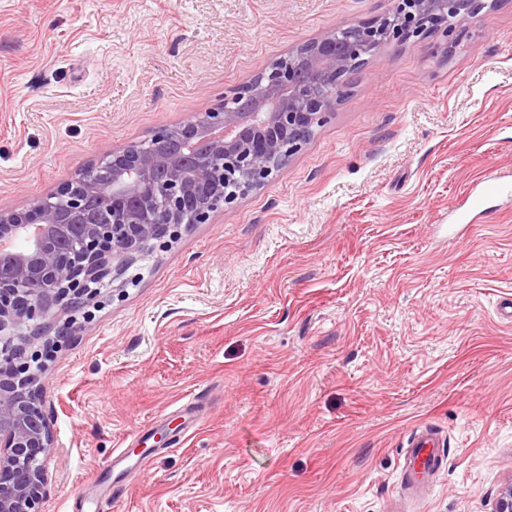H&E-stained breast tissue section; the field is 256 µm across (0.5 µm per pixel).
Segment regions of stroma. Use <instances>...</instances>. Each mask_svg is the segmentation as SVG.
<instances>
[{
    "label": "stroma",
    "mask_w": 512,
    "mask_h": 512,
    "mask_svg": "<svg viewBox=\"0 0 512 512\" xmlns=\"http://www.w3.org/2000/svg\"><path fill=\"white\" fill-rule=\"evenodd\" d=\"M393 5L0 0V209ZM492 170L512 175V0L385 46L262 187L52 314L72 333L30 364L58 448L43 512H493L512 481V199L464 203ZM453 212L457 242L437 233ZM423 424L448 458L410 496Z\"/></svg>",
    "instance_id": "35a3bbf8"
}]
</instances>
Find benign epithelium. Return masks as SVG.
I'll return each mask as SVG.
<instances>
[{
    "mask_svg": "<svg viewBox=\"0 0 512 512\" xmlns=\"http://www.w3.org/2000/svg\"><path fill=\"white\" fill-rule=\"evenodd\" d=\"M495 0H395L385 15L325 32L258 74L218 109L161 128L148 147L104 152L27 209L0 210V512H43L56 453L40 378L27 371L40 339L3 336L54 310L78 311L90 284L126 269L182 225L260 188L332 114L358 62L391 42L450 34Z\"/></svg>",
    "mask_w": 512,
    "mask_h": 512,
    "instance_id": "7a95c632",
    "label": "benign epithelium"
}]
</instances>
